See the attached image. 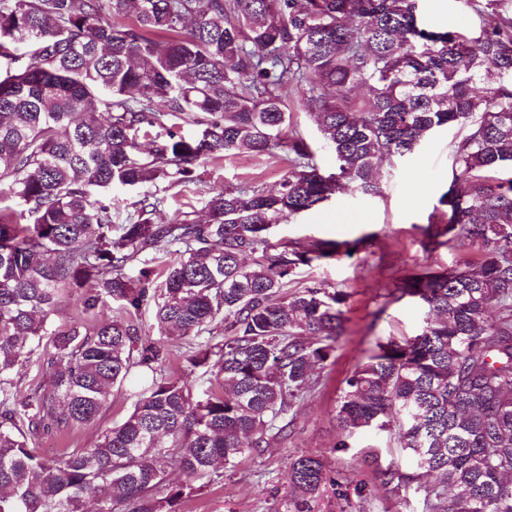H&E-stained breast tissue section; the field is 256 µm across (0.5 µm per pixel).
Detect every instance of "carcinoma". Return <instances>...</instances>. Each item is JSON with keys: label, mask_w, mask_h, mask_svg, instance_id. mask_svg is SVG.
<instances>
[{"label": "carcinoma", "mask_w": 512, "mask_h": 512, "mask_svg": "<svg viewBox=\"0 0 512 512\" xmlns=\"http://www.w3.org/2000/svg\"><path fill=\"white\" fill-rule=\"evenodd\" d=\"M464 2L482 15L473 34L419 25L418 0H0V512H176L185 490L283 437L336 349L347 298L288 280L370 237L274 244L270 230L339 192L381 194L382 161L452 124L469 134L425 249L462 239L479 269L422 268L391 292L419 300L425 325L377 342L345 379L337 447L387 429L414 460L381 471L391 492L422 491L426 512H512V14L497 10L504 0ZM301 85L336 156L329 175L288 134L287 91ZM278 149L288 172L276 190L215 189L205 221L153 220L159 185ZM121 188L144 192L115 234L100 197ZM175 245L182 258L158 282L146 264ZM64 288L84 289L83 314L109 299L120 316L50 328ZM157 296L160 334L217 385L161 373L173 351L138 323ZM214 322L224 342L195 343ZM46 336L51 389L22 396ZM132 380L133 409L92 446L54 459L31 447L49 426L99 420ZM173 468L184 484L168 483ZM328 482L319 458L290 462L291 512H313Z\"/></svg>", "instance_id": "1"}]
</instances>
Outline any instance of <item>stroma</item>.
Segmentation results:
<instances>
[{
	"label": "stroma",
	"mask_w": 512,
	"mask_h": 512,
	"mask_svg": "<svg viewBox=\"0 0 512 512\" xmlns=\"http://www.w3.org/2000/svg\"><path fill=\"white\" fill-rule=\"evenodd\" d=\"M419 5V19L428 27H437L442 16L466 32L481 24L480 15L462 0H419ZM291 96L296 103L294 129L312 146L320 170L335 171V155L325 147L317 124L300 104L302 90H292ZM466 133L460 126L434 130L424 136L413 154L383 163L382 196L340 195L273 227L271 239L275 242H351L367 234L373 241L353 255L302 268L289 283L295 290L316 281L348 295L336 352L319 370L317 389L296 407L291 435L272 440L268 447L225 469L219 483L184 498L179 512H287L288 465L302 455L318 456L341 484L365 486L364 505H346L330 490L320 500L318 512H424L422 493H390L382 477L365 462L366 450L372 449L378 452L381 465L396 458L402 468H411L410 458L398 454L389 433L368 428L358 431L348 448L337 447L335 407L345 379L365 361L376 341L389 336L412 337L424 325V309L408 297L393 301L389 289L427 265L447 269L464 258L474 264L480 261L478 249L463 240H452L433 251L423 245L422 230L430 216L441 210L439 198L452 181L455 150ZM287 170L288 158L283 154L246 152L224 157L220 163L201 166L195 182L170 190L159 217L168 220L183 203L190 204L197 216H204L209 189L253 184L270 190L278 186ZM132 404L129 390L113 392L102 421L67 431L45 428L35 446L47 457L90 446L103 426L123 419Z\"/></svg>",
	"instance_id": "obj_1"
}]
</instances>
